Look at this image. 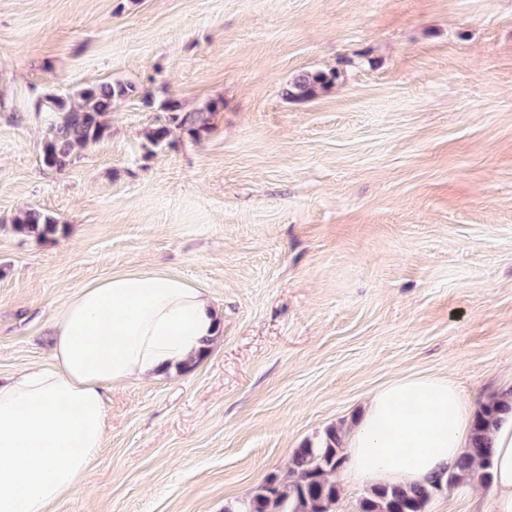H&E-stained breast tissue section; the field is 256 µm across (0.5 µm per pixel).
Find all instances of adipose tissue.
<instances>
[{
    "label": "adipose tissue",
    "mask_w": 512,
    "mask_h": 512,
    "mask_svg": "<svg viewBox=\"0 0 512 512\" xmlns=\"http://www.w3.org/2000/svg\"><path fill=\"white\" fill-rule=\"evenodd\" d=\"M48 364L0 383V512H51L82 487L105 441L113 387L195 361L219 332L206 289L164 271L89 283L52 321ZM473 411L439 374L374 389L347 436L343 473L376 485L443 481L467 448ZM494 512H512V415L493 432Z\"/></svg>",
    "instance_id": "obj_1"
}]
</instances>
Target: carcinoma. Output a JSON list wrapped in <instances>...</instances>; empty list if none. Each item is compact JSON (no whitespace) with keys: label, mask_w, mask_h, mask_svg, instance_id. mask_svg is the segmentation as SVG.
I'll use <instances>...</instances> for the list:
<instances>
[{"label":"carcinoma","mask_w":512,"mask_h":512,"mask_svg":"<svg viewBox=\"0 0 512 512\" xmlns=\"http://www.w3.org/2000/svg\"><path fill=\"white\" fill-rule=\"evenodd\" d=\"M341 78L338 69L306 71L296 75L285 95L294 98H312L328 89ZM138 93L132 82L112 81L87 85L67 100L55 94L44 95L36 104V111L50 114L49 130L41 146L43 166L56 172L67 169L75 154L108 135L104 117L112 112L115 102ZM165 113L164 122L153 127L146 139L153 147L172 144L180 134L197 139L209 129L211 115L217 105L187 112L179 100L169 97L159 104ZM17 233L47 236L57 232L56 220L37 208H27L3 220ZM512 413V389L496 394L479 407L470 435V444L457 468L448 473L445 482L430 486H415L408 490L398 486L370 488L359 503L360 512H426L433 493L443 484L454 485L480 473L483 480H491L490 448L492 433L502 416ZM344 432L331 428L324 438L314 444L307 441L294 450L288 478L269 475L252 496L237 507L225 512H333L339 497L336 473L344 462Z\"/></svg>","instance_id":"1"}]
</instances>
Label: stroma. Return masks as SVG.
<instances>
[{
    "label": "stroma",
    "mask_w": 512,
    "mask_h": 512,
    "mask_svg": "<svg viewBox=\"0 0 512 512\" xmlns=\"http://www.w3.org/2000/svg\"><path fill=\"white\" fill-rule=\"evenodd\" d=\"M112 80L139 95L108 136L42 167L35 102ZM169 97L219 109L147 153ZM29 205L55 235L5 225ZM128 269L207 288L223 334L113 390L55 512H224L396 376L476 407L511 388L512 0H0V376L47 363L55 312ZM492 508L468 480L427 512ZM341 78L339 69L330 71H306L296 75L288 87L285 88V95L288 98H312L320 91L326 90L334 85Z\"/></svg>",
    "instance_id": "35a3bbf8"
}]
</instances>
